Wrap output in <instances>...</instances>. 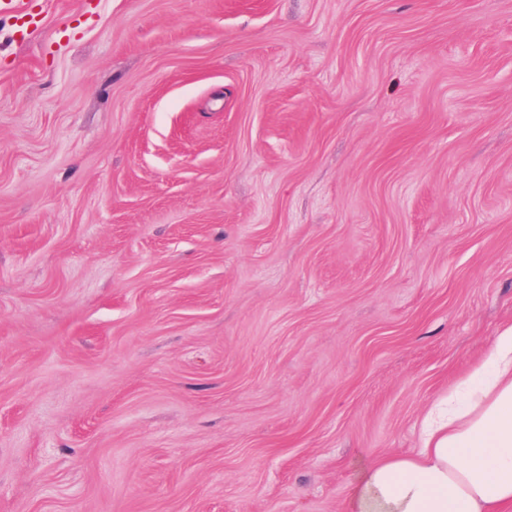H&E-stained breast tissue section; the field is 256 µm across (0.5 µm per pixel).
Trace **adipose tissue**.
Wrapping results in <instances>:
<instances>
[{"instance_id": "adipose-tissue-1", "label": "adipose tissue", "mask_w": 512, "mask_h": 512, "mask_svg": "<svg viewBox=\"0 0 512 512\" xmlns=\"http://www.w3.org/2000/svg\"><path fill=\"white\" fill-rule=\"evenodd\" d=\"M348 512H512V324L431 412L412 457L369 462Z\"/></svg>"}]
</instances>
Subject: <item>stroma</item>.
<instances>
[{"mask_svg": "<svg viewBox=\"0 0 512 512\" xmlns=\"http://www.w3.org/2000/svg\"><path fill=\"white\" fill-rule=\"evenodd\" d=\"M512 323V0H0V512H345Z\"/></svg>", "mask_w": 512, "mask_h": 512, "instance_id": "35a3bbf8", "label": "stroma"}]
</instances>
